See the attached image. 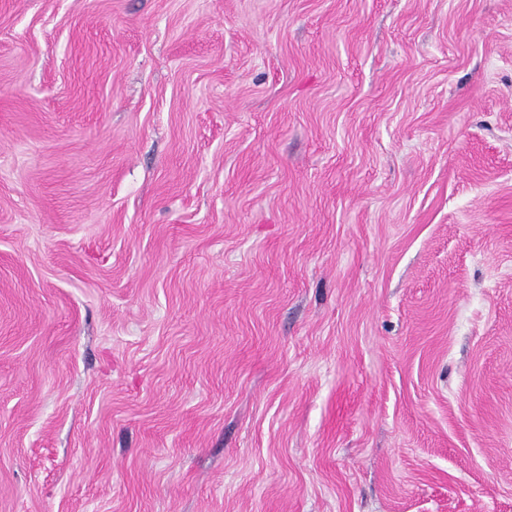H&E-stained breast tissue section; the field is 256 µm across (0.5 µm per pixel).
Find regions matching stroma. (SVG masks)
<instances>
[{
    "mask_svg": "<svg viewBox=\"0 0 512 512\" xmlns=\"http://www.w3.org/2000/svg\"><path fill=\"white\" fill-rule=\"evenodd\" d=\"M0 512H512V0H0Z\"/></svg>",
    "mask_w": 512,
    "mask_h": 512,
    "instance_id": "stroma-1",
    "label": "stroma"
}]
</instances>
